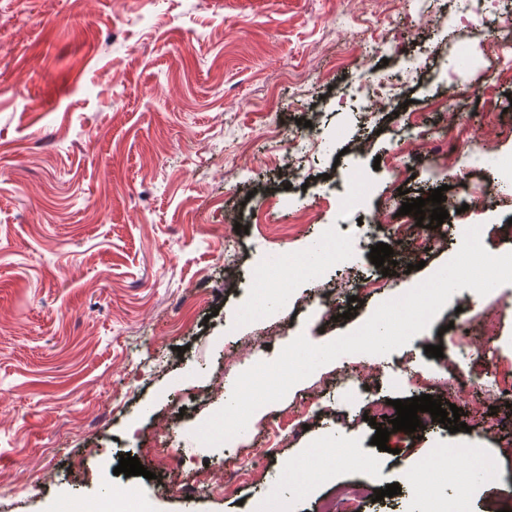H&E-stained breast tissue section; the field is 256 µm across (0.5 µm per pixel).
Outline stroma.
Instances as JSON below:
<instances>
[{
    "mask_svg": "<svg viewBox=\"0 0 512 512\" xmlns=\"http://www.w3.org/2000/svg\"><path fill=\"white\" fill-rule=\"evenodd\" d=\"M497 0L478 15L426 18L420 0H0V512H96L107 490L149 512H255L279 489L287 512H313L337 486L360 479L393 497L361 512H414L415 481L444 448L477 449L494 460L482 481L449 500L466 512L512 501V445L478 429L494 418L512 430V407L496 401L512 384V284L463 299L454 293L429 328L387 355L348 354L319 367L279 402L261 407L246 433L210 448L193 435L223 407L237 377L274 360L297 336L322 345L361 326L384 301L423 281L459 250L463 224L481 226L491 254L512 250V196L450 214L446 245L422 269L402 273L408 242L394 244L398 271L369 253L391 242L371 226L383 197L398 189L453 200L478 194L488 178L476 133L490 132L512 155V134L496 115L512 107V83L469 102V118L445 106L454 88L488 87L493 61L485 30ZM431 60L428 71L416 60ZM403 69L392 101L367 119L337 105L336 88ZM489 88V87H488ZM410 113L436 121L459 152L433 170L397 177V130ZM317 122L319 145L298 180L279 175L273 133ZM366 183L359 208L329 182ZM254 214L236 233L237 214ZM336 229L341 262L315 263L321 231ZM238 241L225 245L224 238ZM392 243V242H391ZM389 286L352 299L353 281ZM333 287L332 306L307 307ZM496 375L455 398L467 431L434 423L420 434L371 439L365 396L348 400L326 385L341 365L362 370L375 397L421 390L396 382L394 364L431 380L475 370L446 368L445 354L474 348L487 313ZM429 345L444 355L426 354ZM309 411L307 430L273 434ZM178 419V445L198 464L252 459L249 483L193 497L157 480L115 474L124 454L165 455L161 427ZM341 446L360 461L320 473L311 484L293 464L325 459Z\"/></svg>",
    "mask_w": 512,
    "mask_h": 512,
    "instance_id": "35a3bbf8",
    "label": "stroma"
}]
</instances>
